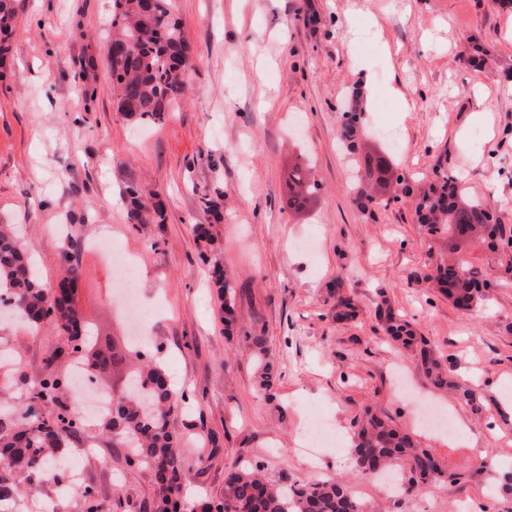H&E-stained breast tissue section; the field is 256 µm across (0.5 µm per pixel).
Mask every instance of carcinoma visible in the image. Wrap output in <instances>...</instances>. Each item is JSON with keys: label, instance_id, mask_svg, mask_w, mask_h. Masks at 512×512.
Returning <instances> with one entry per match:
<instances>
[{"label": "carcinoma", "instance_id": "obj_1", "mask_svg": "<svg viewBox=\"0 0 512 512\" xmlns=\"http://www.w3.org/2000/svg\"><path fill=\"white\" fill-rule=\"evenodd\" d=\"M15 0H0V34L15 25ZM147 12L143 0H112V37L106 61L112 78V91L123 112L136 115L146 124L163 120L164 112L188 92L185 74L191 65L184 33L174 18L172 0H153ZM356 178L368 185L386 186L396 182L404 186L405 177L395 175L389 152L366 154L355 161ZM129 199L128 219L132 224H148L157 211L151 194L137 185L125 189ZM419 222L428 233H446L459 244L480 239L495 252L512 245V235L504 237L495 211L483 200L469 197L452 176L435 175L417 204ZM64 275L56 287L45 286L38 275L28 247L16 236L13 225L0 224V294L12 298V314L33 332L46 322L72 342L87 335L84 324L72 307L67 289L75 287L82 269L73 257L63 255ZM439 292L462 310L473 308L488 286L484 271L463 261L448 260L436 264L426 275ZM216 283L224 290V322L235 320L234 287L228 279ZM383 313L386 332L405 346L420 342L421 369L439 388L456 387L448 379V366L428 348L425 339H416L410 325L397 318L391 309ZM258 372L259 387L272 388L274 366L269 359L265 338L252 331L244 333ZM79 360L96 356L99 370L124 371L136 360L135 374L126 376V393L112 396V414L99 422L104 432L122 438L126 464L131 469L148 470L154 477L155 512H181L186 474L176 429L184 410L185 395L171 389L162 365L149 349H137L130 340L124 346L112 345L105 352L101 346H73ZM73 389L69 374L49 370L31 387V405L22 412L0 413V469L25 474L53 463L60 450L81 430L75 424L64 391ZM55 410L52 419L36 421L34 405ZM349 452L358 472L377 475L398 465L406 471V493H417L448 480V470L433 453L418 445L409 433L368 410L355 426ZM17 485L0 476V505L14 503ZM196 512H365L364 504L353 495L342 479L296 483L290 486L272 480L258 466L237 465L224 477V497L218 501L200 500Z\"/></svg>", "mask_w": 512, "mask_h": 512}]
</instances>
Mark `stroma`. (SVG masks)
<instances>
[{
  "mask_svg": "<svg viewBox=\"0 0 512 512\" xmlns=\"http://www.w3.org/2000/svg\"><path fill=\"white\" fill-rule=\"evenodd\" d=\"M112 0H17L16 30L0 58V224L15 225L42 280L57 284L63 253L82 267L74 305L100 334L122 341L130 324L112 302L109 235L139 261L147 327L175 391L188 471L185 506L224 494L236 463L286 482L343 475L368 512H512V492L481 462L512 471V413L496 406L512 383V251L480 243L460 251L488 269L486 298L456 309L426 275L447 238L418 224L415 198L362 199L340 136L351 100L411 181L445 170L494 208L512 231V7L501 0H173L194 65L189 92L159 125L121 112L106 63ZM397 89L404 111L389 95ZM312 166L318 188L299 211L283 204L290 166ZM155 194L159 214L131 224L124 191ZM312 236L313 253L294 248ZM236 287L237 321L225 326L214 268ZM350 296L354 317L336 316ZM387 304L423 336L450 378L483 395L475 413L422 373L416 349L392 342L376 316ZM267 337L271 392L260 389L245 329ZM49 325L0 324V346L22 360L0 363V400L23 407L37 375L64 371ZM449 409L467 432L452 440L423 429L418 399ZM430 449L458 482L406 498L356 469L347 448L314 457L297 442L310 408L348 440L366 407ZM97 452L85 454L87 443ZM120 437L82 430L66 450L97 491L99 512H152L150 472L130 470ZM16 512H84L41 476Z\"/></svg>",
  "mask_w": 512,
  "mask_h": 512,
  "instance_id": "stroma-1",
  "label": "stroma"
}]
</instances>
